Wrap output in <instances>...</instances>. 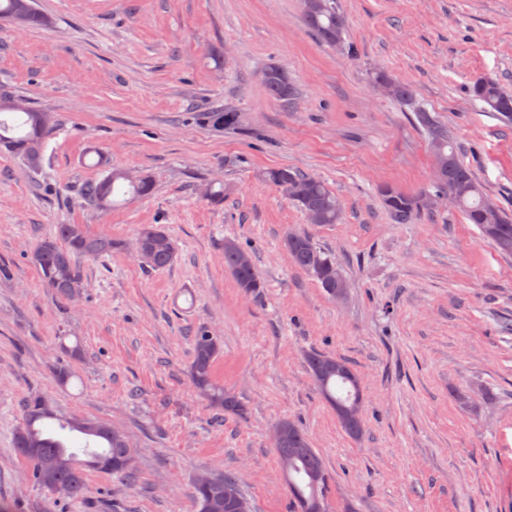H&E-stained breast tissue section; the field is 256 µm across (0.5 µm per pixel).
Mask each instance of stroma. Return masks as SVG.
Returning a JSON list of instances; mask_svg holds the SVG:
<instances>
[{
    "label": "stroma",
    "mask_w": 512,
    "mask_h": 512,
    "mask_svg": "<svg viewBox=\"0 0 512 512\" xmlns=\"http://www.w3.org/2000/svg\"><path fill=\"white\" fill-rule=\"evenodd\" d=\"M301 0H34L47 28L0 22V90L55 112L41 171L0 150V504L9 512H194L204 473L231 474L253 512H296L271 442L290 420L328 472L327 512H512V259L454 208L395 224L378 196L427 186L429 143L412 112L370 81L384 69L455 132L460 158L512 213V125L466 87L488 74L512 91V0H338L345 43H320ZM302 91L288 112L261 73ZM236 114L227 125L220 115ZM97 153H89V146ZM112 168L150 176L151 195L87 206ZM288 167L342 199L339 224H310L259 176ZM223 181L221 206L203 196ZM80 224L126 251L82 267L65 301L31 262L54 225ZM161 226L175 262L152 269L129 250ZM308 232L349 284L336 302L291 261ZM254 252L259 295L224 269L221 243ZM222 342L214 373L243 411L210 407L192 384L191 336ZM80 346L71 358L67 349ZM347 359L361 379L364 432L348 435L304 356ZM73 376L60 385L57 371ZM47 396L67 416L122 429L136 482L88 471L87 496L44 491L14 450L22 403Z\"/></svg>",
    "instance_id": "35a3bbf8"
}]
</instances>
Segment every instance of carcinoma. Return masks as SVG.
Listing matches in <instances>:
<instances>
[{"instance_id":"cac0c4a2","label":"carcinoma","mask_w":512,"mask_h":512,"mask_svg":"<svg viewBox=\"0 0 512 512\" xmlns=\"http://www.w3.org/2000/svg\"><path fill=\"white\" fill-rule=\"evenodd\" d=\"M303 21L325 44L343 43L346 18L336 0H302ZM0 19L24 30L47 27L49 17L40 13L31 0H0ZM374 85L386 88L385 95L413 108L419 124L427 134L433 151L434 173L432 182L417 192H404L390 185L380 187L379 194L386 212L396 224H416L433 212L438 198L451 193L455 207L480 236L505 257H512V217L502 212L482 191L472 169L460 160L454 146L455 134L451 128L438 122L416 103L413 87L395 79L384 70L372 73ZM262 82L268 95L287 111L297 107L300 89L277 65L267 66ZM471 100L481 103L484 112H496L512 119V95L505 92L491 76L474 78L468 86ZM58 120L54 113L35 109L26 99L0 92V149L21 157L33 171L42 168L44 151L56 133ZM262 180L278 188L306 217H314L318 224H337L343 218L341 200L321 179L289 168L270 169ZM128 183L132 196L144 197L153 190L147 176L135 178L128 172L108 169L99 180L88 183L83 191L84 200L100 210L112 206L115 187ZM140 250L137 256L148 267L162 269L170 266L176 248L167 233L153 225L144 226L138 235ZM284 246L296 267L320 282L324 291L336 287L345 277L329 256L317 250L312 238L305 232H289ZM124 250V243L107 236H91L81 224H58L54 232L35 247L32 260L43 285L64 300L78 297L85 288L80 260L100 258L114 251ZM224 268L247 295L257 296L263 284L258 276L253 252L234 239L222 242ZM193 360L191 378L200 396L217 409L241 411L233 396L213 380V362L221 351L218 337L206 327H200L192 336ZM306 366L330 407L353 406V419L342 424L352 437L364 431L363 391L359 375L343 358L312 351L305 357ZM58 421L59 428L78 432L99 443L103 451H89L88 459L81 460L70 450L62 438L54 434L46 421ZM279 425L284 441L276 449L280 467L288 469L287 487L298 512H308L315 501H324L327 476L322 457L305 431L290 420ZM14 448L30 465L35 483L52 493H62L72 499H81L87 493L86 470H108L133 481L135 470L128 455L129 444L124 433L100 421L88 418H61L40 396H32L23 403V423L14 434ZM212 481L202 488H194L196 512H229L226 494L240 491L232 475H211Z\"/></svg>"}]
</instances>
